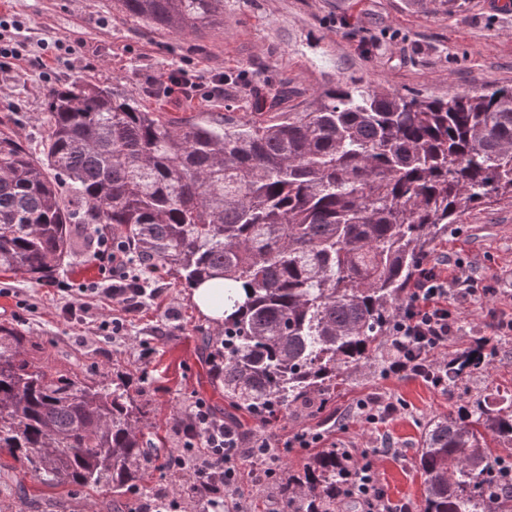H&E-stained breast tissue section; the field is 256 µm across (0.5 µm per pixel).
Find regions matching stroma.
<instances>
[{"label": "stroma", "instance_id": "obj_1", "mask_svg": "<svg viewBox=\"0 0 512 512\" xmlns=\"http://www.w3.org/2000/svg\"><path fill=\"white\" fill-rule=\"evenodd\" d=\"M488 0H462L450 10L438 0H229L223 21L187 34L156 30L121 12L116 0H0V13L19 17L18 40L28 43L32 62L0 72V123L30 150L46 132L41 114L50 86L77 78L105 80L144 107L169 118L203 112L251 118L255 94L288 91V109L311 110L317 93L332 83L363 81L402 94L446 99L489 86L512 85V10ZM70 46L50 64L44 80L37 58L44 47ZM176 69L208 83L216 73L229 81L220 95L188 98L168 91ZM448 261L449 274L465 271L474 293L464 304L456 340L442 359L469 349L480 337L496 348L491 365L448 394L413 380L365 376L336 399V418L290 417L270 431L274 441L321 428L339 448H377L376 472L387 498L420 512L423 478L415 465L423 427L446 414L452 400L512 394V335H496L492 323L512 317V202L502 200L466 211L428 253ZM155 296L134 317L112 301L85 297L86 321L64 318L68 294L36 283L23 273H0V324L22 330L32 356L48 365L76 366L87 376L122 378L145 404V432L166 431L165 449L177 444L176 422L193 400L223 405L215 392L199 328L209 320L190 291L168 277L150 275ZM120 321V332L106 323ZM149 359H142L143 350ZM380 393L402 402L401 415L378 429L362 424L357 400ZM13 494V512H106L112 491L49 488L21 466L0 472Z\"/></svg>", "mask_w": 512, "mask_h": 512}]
</instances>
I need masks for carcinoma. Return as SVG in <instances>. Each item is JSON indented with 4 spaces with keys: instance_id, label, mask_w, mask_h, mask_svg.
<instances>
[{
    "instance_id": "carcinoma-1",
    "label": "carcinoma",
    "mask_w": 512,
    "mask_h": 512,
    "mask_svg": "<svg viewBox=\"0 0 512 512\" xmlns=\"http://www.w3.org/2000/svg\"><path fill=\"white\" fill-rule=\"evenodd\" d=\"M174 33L224 15V0H119ZM309 112L164 120L100 82L46 95L35 155L0 129V269L52 279L76 225L112 231L137 275L208 283L224 327L200 330L223 415L300 410L328 421L346 382L385 372L383 345L427 245L469 209L512 199V88L448 99L335 83ZM0 324V456L48 487L122 495L157 443L117 381L24 357ZM494 355L448 360V385ZM358 456L319 448L270 490L281 512H336ZM421 512H512V396L455 402L424 428Z\"/></svg>"
}]
</instances>
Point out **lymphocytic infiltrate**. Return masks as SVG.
Segmentation results:
<instances>
[{
    "label": "lymphocytic infiltrate",
    "instance_id": "1",
    "mask_svg": "<svg viewBox=\"0 0 512 512\" xmlns=\"http://www.w3.org/2000/svg\"><path fill=\"white\" fill-rule=\"evenodd\" d=\"M92 263L101 273L99 280L76 287L64 284V291L76 298L65 307V314L73 317L85 312L81 299L89 295L112 300L125 314L139 312L144 290L127 273L123 245L114 242L111 235L99 236ZM470 294L460 277H447L438 263L423 260L391 323L387 373L401 379L420 378L436 390L447 391L448 363L439 354L459 332L457 302L467 300ZM175 432L179 446L171 454L170 463L190 467L194 482L209 484L210 502L222 504L225 512H244L238 499L239 473L244 463L259 469L270 483L280 474L281 461L267 436L259 433L249 439L241 437L235 426L214 415L204 400L188 405ZM361 457L357 476L343 491L344 500L358 503L361 512H395L378 486L370 451H362Z\"/></svg>",
    "mask_w": 512,
    "mask_h": 512
}]
</instances>
